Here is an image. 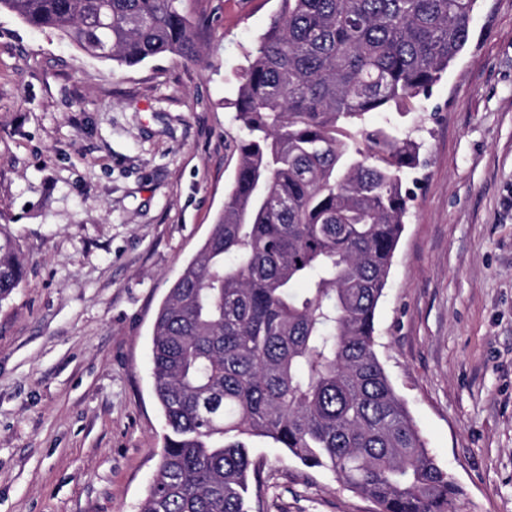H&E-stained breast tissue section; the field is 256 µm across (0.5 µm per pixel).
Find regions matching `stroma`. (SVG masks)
Listing matches in <instances>:
<instances>
[{
	"label": "stroma",
	"instance_id": "1",
	"mask_svg": "<svg viewBox=\"0 0 512 512\" xmlns=\"http://www.w3.org/2000/svg\"><path fill=\"white\" fill-rule=\"evenodd\" d=\"M184 5L199 64L120 66L0 10V224L27 271L0 302V512H140L157 468L154 318L224 208L244 52L278 0ZM415 117L377 353L455 512H512V0H478ZM252 453L251 512H372L271 441Z\"/></svg>",
	"mask_w": 512,
	"mask_h": 512
}]
</instances>
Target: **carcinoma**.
Returning <instances> with one entry per match:
<instances>
[{"label": "carcinoma", "mask_w": 512, "mask_h": 512, "mask_svg": "<svg viewBox=\"0 0 512 512\" xmlns=\"http://www.w3.org/2000/svg\"><path fill=\"white\" fill-rule=\"evenodd\" d=\"M184 0H0L118 65L203 60ZM477 0H279L245 55L224 209L161 304L168 432L142 512H249L253 437L327 470L374 512H454L461 486L377 356L376 311L413 196L408 116L468 44ZM0 230V302L25 279Z\"/></svg>", "instance_id": "cac0c4a2"}]
</instances>
